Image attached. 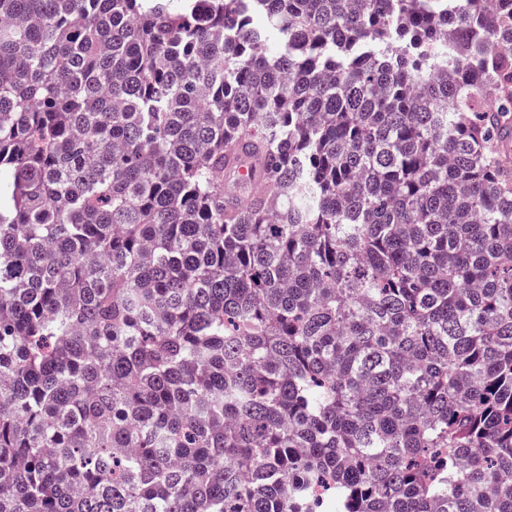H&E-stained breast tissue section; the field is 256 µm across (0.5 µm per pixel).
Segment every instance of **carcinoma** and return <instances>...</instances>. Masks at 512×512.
I'll return each instance as SVG.
<instances>
[{"label": "carcinoma", "instance_id": "cac0c4a2", "mask_svg": "<svg viewBox=\"0 0 512 512\" xmlns=\"http://www.w3.org/2000/svg\"><path fill=\"white\" fill-rule=\"evenodd\" d=\"M511 143L512 0H0V512H512Z\"/></svg>", "mask_w": 512, "mask_h": 512}]
</instances>
